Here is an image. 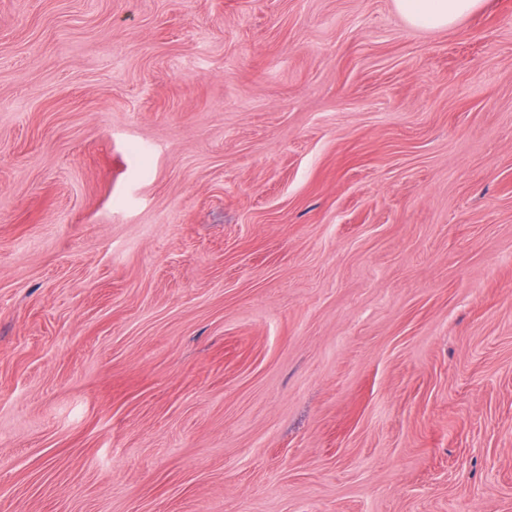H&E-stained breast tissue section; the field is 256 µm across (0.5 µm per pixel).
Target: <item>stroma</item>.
<instances>
[{
	"mask_svg": "<svg viewBox=\"0 0 512 512\" xmlns=\"http://www.w3.org/2000/svg\"><path fill=\"white\" fill-rule=\"evenodd\" d=\"M0 512H512V0H0ZM401 17L411 26L445 29L478 11L484 0H395Z\"/></svg>",
	"mask_w": 512,
	"mask_h": 512,
	"instance_id": "stroma-1",
	"label": "stroma"
}]
</instances>
